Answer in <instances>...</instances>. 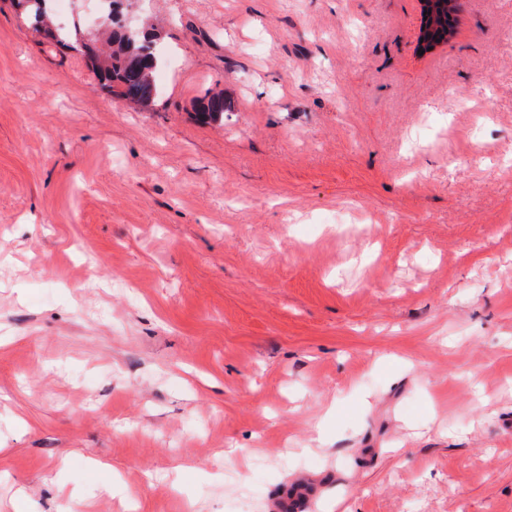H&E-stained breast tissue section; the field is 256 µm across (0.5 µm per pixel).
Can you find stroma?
I'll return each mask as SVG.
<instances>
[{
    "label": "stroma",
    "instance_id": "1",
    "mask_svg": "<svg viewBox=\"0 0 512 512\" xmlns=\"http://www.w3.org/2000/svg\"><path fill=\"white\" fill-rule=\"evenodd\" d=\"M123 15L146 107L0 0V512H512V0ZM227 107L223 93H214L200 100L197 106V115L204 121L224 120V109Z\"/></svg>",
    "mask_w": 512,
    "mask_h": 512
}]
</instances>
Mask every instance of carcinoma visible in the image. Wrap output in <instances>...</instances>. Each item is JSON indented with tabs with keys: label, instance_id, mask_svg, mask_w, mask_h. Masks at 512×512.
I'll list each match as a JSON object with an SVG mask.
<instances>
[{
	"label": "carcinoma",
	"instance_id": "carcinoma-1",
	"mask_svg": "<svg viewBox=\"0 0 512 512\" xmlns=\"http://www.w3.org/2000/svg\"><path fill=\"white\" fill-rule=\"evenodd\" d=\"M23 7L35 27L59 42L73 41L84 49L95 64L97 78L113 94L133 102L148 103L154 98L153 73L158 65L155 38L142 29L127 31L115 15L108 11L105 27L108 29L109 50L97 47V41L85 38L79 26L61 32L51 28L47 18L48 0H22ZM227 107L224 94L214 93L200 100L197 115L204 121L224 119Z\"/></svg>",
	"mask_w": 512,
	"mask_h": 512
}]
</instances>
